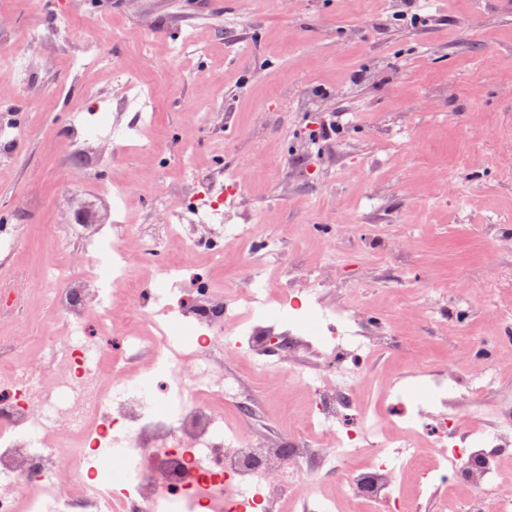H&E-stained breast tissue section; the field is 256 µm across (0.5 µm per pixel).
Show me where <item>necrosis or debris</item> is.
Instances as JSON below:
<instances>
[{
    "mask_svg": "<svg viewBox=\"0 0 512 512\" xmlns=\"http://www.w3.org/2000/svg\"><path fill=\"white\" fill-rule=\"evenodd\" d=\"M66 135L79 148L68 163L78 173L86 170L99 144L122 139L123 131L117 124L102 132L77 115ZM153 206L167 213L168 222L149 253L160 258V271L180 290L176 311L191 319L197 331L195 356L182 365L186 379L194 383L192 400L176 419L153 414V399L169 392L173 382L169 360L156 352L168 328L150 308L155 297L130 279L133 256L122 231L112 235V291L104 293L87 248V227L71 219L56 232L57 261L42 275L47 313L61 322L44 361H28L20 344L0 336V512H119V501L96 473L70 469L58 453L61 435L76 437L80 448H97L114 430L138 458L137 468L126 474L128 497L145 504L146 512H236L239 496L253 498L263 512L279 493L288 495L294 512H307L312 503L320 512H422L434 497L439 512H512V487L505 485L504 471L489 449L500 440V431H476L454 407L459 392L478 397L497 389L500 373L492 364L464 380L434 378L437 412L399 399L383 409L358 410L351 396L361 374L343 365L339 351L320 349L323 365L302 370L299 379L316 397L310 419L331 443L322 467L341 474L342 490L336 497L315 496L316 483L302 449L259 448L241 427L226 424L225 407L239 409L244 401L237 379L225 374L222 362L213 357L216 343L231 349L243 336L250 349L266 351L275 345L285 353L293 350L295 340L289 331L263 321L261 308L269 295L261 273H253L244 289L229 297L210 285L185 289L182 269L166 261L173 238L180 240L184 259L196 256L202 241L195 231L216 225L223 198L176 204L161 194ZM219 228L233 241L252 234L248 224ZM31 282L25 269L0 279V322L26 326ZM115 298L124 303L136 330L113 331V348L123 352L137 345L152 353L143 371L147 389L139 387L143 373L125 365L114 367L112 391L97 382L102 326ZM430 438L439 444L451 438L459 445L433 466L423 451ZM367 447L372 450L369 459L351 465V458ZM450 472L457 484L474 485L476 495L447 492L444 479Z\"/></svg>",
    "mask_w": 512,
    "mask_h": 512,
    "instance_id": "1",
    "label": "necrosis or debris"
}]
</instances>
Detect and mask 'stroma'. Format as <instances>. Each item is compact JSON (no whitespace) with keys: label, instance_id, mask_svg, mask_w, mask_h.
Masks as SVG:
<instances>
[{"label":"stroma","instance_id":"35a3bbf8","mask_svg":"<svg viewBox=\"0 0 512 512\" xmlns=\"http://www.w3.org/2000/svg\"><path fill=\"white\" fill-rule=\"evenodd\" d=\"M421 2L435 24L395 21L403 0H232L221 10L210 0H0L16 48L29 29L51 28L59 9L73 10L70 32L38 49L27 80L0 67V100L15 101L10 118L21 129L17 161H0V210L23 240L0 259V279L53 265V228L68 220L62 198L86 201L99 180L140 186L117 217L134 251L163 231L153 197L188 195L185 167L203 175L247 168L250 182L224 208L232 223L252 225L251 238L228 248L214 240L187 278L205 273L233 290L265 239L284 235L282 265L264 269L265 280L298 289L304 274H320L322 305L353 304L361 327L387 338L383 359L362 360L359 404L380 400L388 377L419 400L429 372L468 376L482 346L500 385L477 403L458 397L456 407L477 423L512 427V341L501 337L502 321L512 322V7ZM192 32L203 50L173 59L170 47ZM88 44L109 67L63 81L64 58ZM116 70L130 85L113 82ZM124 95L135 106L112 111ZM84 111L92 123L129 130L76 188L65 129ZM331 113L341 133L311 140L309 129ZM214 248L224 251L216 268ZM475 289L488 290L484 305L472 302ZM28 317L37 338L25 355L34 361L43 337L60 328L41 287ZM285 367L250 352L224 364L250 404L248 434L317 453L314 430H291V408L309 397Z\"/></svg>","mask_w":512,"mask_h":512}]
</instances>
